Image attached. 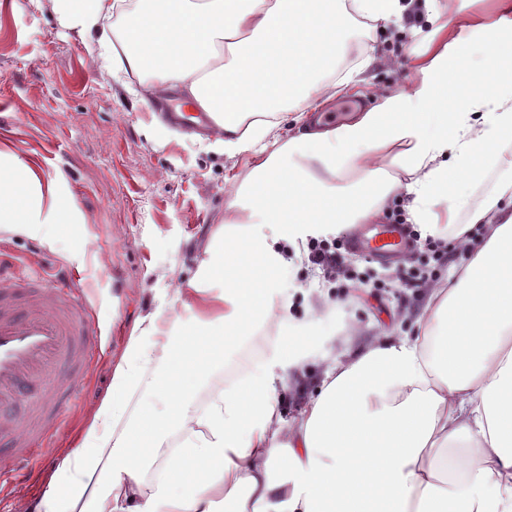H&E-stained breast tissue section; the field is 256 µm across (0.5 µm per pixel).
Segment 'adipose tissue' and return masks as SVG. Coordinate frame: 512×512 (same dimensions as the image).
<instances>
[{"instance_id":"ef3b65f1","label":"adipose tissue","mask_w":512,"mask_h":512,"mask_svg":"<svg viewBox=\"0 0 512 512\" xmlns=\"http://www.w3.org/2000/svg\"><path fill=\"white\" fill-rule=\"evenodd\" d=\"M57 19L110 49L116 73L147 95L175 89L216 113L217 142L252 153L248 177L226 189L236 213L187 287L192 323L140 317L112 367L103 399L62 458L64 490L49 487L25 512H512V0L494 18L442 17L437 0H49ZM127 14L129 38L105 22ZM415 15L427 43L407 89L334 127L324 103L358 83L365 55L337 71L351 25L384 31ZM485 58L449 78L467 38ZM299 134L273 137L281 123ZM498 173L450 239L463 272L426 293L412 336H372L328 360L292 421L275 382L302 377L294 350L199 405L204 376L225 344L277 315L279 332L308 335L276 302L271 282L287 248L383 213L404 200L410 223L441 235L438 205L476 178L475 147ZM75 206L56 180L0 153V230L68 224ZM167 401L159 416L131 410L139 391ZM472 448L456 468L448 446Z\"/></svg>"}]
</instances>
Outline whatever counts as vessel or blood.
Listing matches in <instances>:
<instances>
[{
	"instance_id": "b4317fda",
	"label": "vessel or blood",
	"mask_w": 512,
	"mask_h": 512,
	"mask_svg": "<svg viewBox=\"0 0 512 512\" xmlns=\"http://www.w3.org/2000/svg\"><path fill=\"white\" fill-rule=\"evenodd\" d=\"M173 118L195 133L216 128L207 112H177ZM407 243L404 225L378 224L349 245L391 259ZM18 291L16 275L0 265V451L16 465L45 457L70 396L59 381L88 375L102 336L75 288L47 285L22 303Z\"/></svg>"
}]
</instances>
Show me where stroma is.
<instances>
[{
    "label": "stroma",
    "mask_w": 512,
    "mask_h": 512,
    "mask_svg": "<svg viewBox=\"0 0 512 512\" xmlns=\"http://www.w3.org/2000/svg\"><path fill=\"white\" fill-rule=\"evenodd\" d=\"M351 45L375 46L392 65H372L355 87L360 103L378 93L407 88L408 63L420 39L393 29L367 32L354 26ZM139 76L109 75L97 46L61 26L48 0H0V152L57 179L61 199L73 200L71 224H39L28 234L0 233V260L15 274L58 280L79 273L81 296L103 330L102 351L85 380L74 384L75 406L52 440L38 472L26 474L0 493V512H19L50 484L64 486L61 459L99 403L112 393V362L124 348L139 316L190 322L176 302L177 283L190 279L207 256L213 234L228 220L224 184L245 179L254 163L248 153L225 151L214 137L169 124L132 94ZM414 260L395 266L368 254L355 255L369 289L331 303L320 319L310 309L328 283L299 254L281 271L273 287L289 303L294 322L313 323L306 378L279 383L275 394L284 415L296 411L299 392H313L334 342L347 323L361 333L355 343L377 334L411 336L424 292L388 284L394 268L412 277L432 265L437 281L466 263L464 254L444 251L430 262L423 243L413 245Z\"/></svg>",
    "instance_id": "stroma-1"
}]
</instances>
